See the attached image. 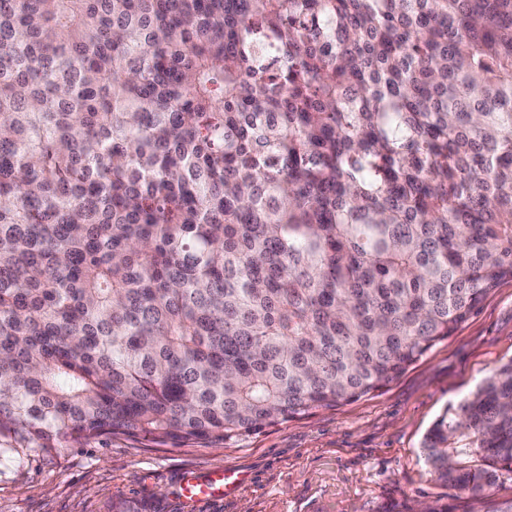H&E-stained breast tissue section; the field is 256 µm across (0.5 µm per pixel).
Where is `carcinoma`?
Segmentation results:
<instances>
[{"instance_id": "carcinoma-1", "label": "carcinoma", "mask_w": 512, "mask_h": 512, "mask_svg": "<svg viewBox=\"0 0 512 512\" xmlns=\"http://www.w3.org/2000/svg\"><path fill=\"white\" fill-rule=\"evenodd\" d=\"M512 280V0H0V457L232 441ZM512 474V361L426 434Z\"/></svg>"}]
</instances>
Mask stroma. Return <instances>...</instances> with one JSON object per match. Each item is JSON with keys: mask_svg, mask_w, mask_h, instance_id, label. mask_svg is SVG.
Wrapping results in <instances>:
<instances>
[{"mask_svg": "<svg viewBox=\"0 0 512 512\" xmlns=\"http://www.w3.org/2000/svg\"><path fill=\"white\" fill-rule=\"evenodd\" d=\"M512 361V281L381 392L228 442L158 446L117 435L0 457V512H512V479L481 499L438 481L421 442L450 404ZM231 468L245 481L187 506L182 479Z\"/></svg>", "mask_w": 512, "mask_h": 512, "instance_id": "1", "label": "stroma"}]
</instances>
